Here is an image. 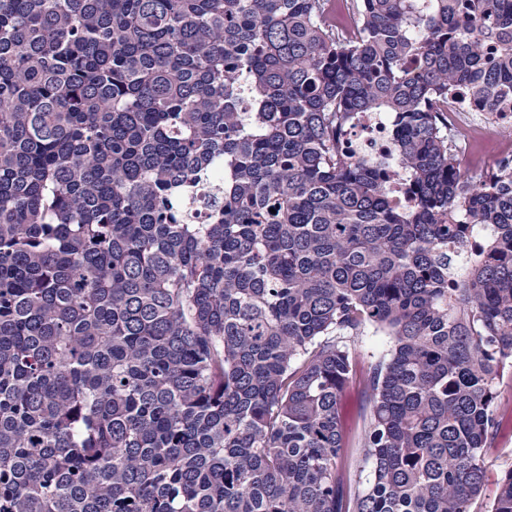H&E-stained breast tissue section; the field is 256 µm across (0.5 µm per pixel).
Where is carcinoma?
I'll return each mask as SVG.
<instances>
[{
    "label": "carcinoma",
    "mask_w": 512,
    "mask_h": 512,
    "mask_svg": "<svg viewBox=\"0 0 512 512\" xmlns=\"http://www.w3.org/2000/svg\"><path fill=\"white\" fill-rule=\"evenodd\" d=\"M327 2L0 0V512H478L512 191L443 114L512 112V0ZM374 109L409 211L343 144ZM464 214L501 236L451 285ZM328 10L331 14L336 16V30L340 36L347 39H354L359 34V26L357 18L348 9L347 3L343 1H337L336 4H328ZM360 349L362 351L363 366L365 369L388 349V336L383 332L369 328L359 339ZM362 425L361 420L354 422L351 425L350 429V435H349V469L352 478H355V474L359 473V470H362L363 467H365V472L363 473V477L365 476L367 472V465L364 464L363 461V453L362 448H358V440H357V433Z\"/></svg>",
    "instance_id": "cac0c4a2"
}]
</instances>
